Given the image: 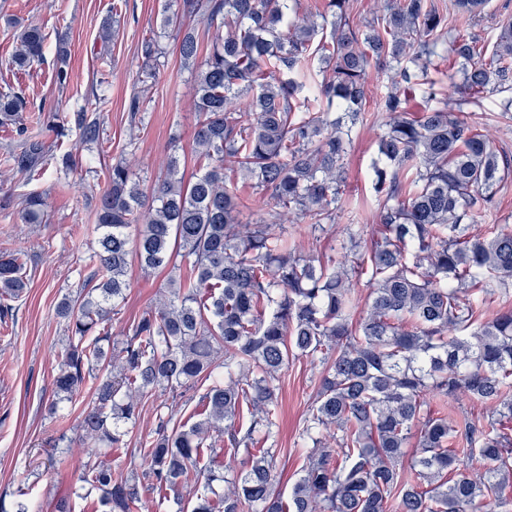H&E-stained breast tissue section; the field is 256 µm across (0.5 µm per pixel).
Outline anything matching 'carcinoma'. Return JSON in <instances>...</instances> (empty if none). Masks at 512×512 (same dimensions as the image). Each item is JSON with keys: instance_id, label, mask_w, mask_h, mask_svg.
Wrapping results in <instances>:
<instances>
[{"instance_id": "obj_1", "label": "carcinoma", "mask_w": 512, "mask_h": 512, "mask_svg": "<svg viewBox=\"0 0 512 512\" xmlns=\"http://www.w3.org/2000/svg\"><path fill=\"white\" fill-rule=\"evenodd\" d=\"M299 2L181 0V16H200L214 33L207 47L178 16L164 21L184 64L195 66L194 143L207 164L186 184L170 158L149 208L129 164L108 171L95 206L101 235L87 258L94 285L56 306L68 336L50 411L91 382L79 430L109 454L127 448V424L140 415L136 400L122 399L132 386L173 401L197 396L205 416L181 423L171 410L157 413L141 443V475L90 460L76 483L98 493L93 512H142L145 486L173 495L178 512H512V440L500 432L512 421V309L487 317L476 297L512 282V226L488 236L472 224L512 166L464 116L485 89H512V25L488 50L474 35L449 37L448 16L431 0H386L381 21L363 30L350 25V0H323L315 14ZM485 5L456 0L467 20ZM44 41L41 27H28L12 64L41 61ZM447 43L470 97L440 95L429 77ZM161 57L155 40L144 41L145 78L156 77ZM317 64L323 80L302 98ZM374 73L391 83L373 166L383 207L371 245L348 231L353 265L284 250L264 221L238 223L242 201L228 169L268 196L275 224L292 216L315 229L334 218L346 145ZM405 85L426 95L417 115L404 106ZM236 97L248 105L232 106ZM26 109L22 93L0 91V125L17 124L5 162L30 176L46 155L27 135ZM78 131L92 143L97 122L84 116ZM43 218L42 194L26 196L21 220ZM134 224L144 228L132 240ZM132 251L145 270L178 259L190 276L170 279L164 299L115 343L110 322ZM362 279L368 309L355 321L353 283ZM27 288L22 258L0 255V322ZM298 355L319 359L323 372L302 429L306 465L285 499L273 490L279 450L268 441L277 435L280 379ZM461 389L490 405L485 420L432 408L431 398ZM330 428L334 448L319 437ZM226 448L244 456L231 477Z\"/></svg>"}]
</instances>
